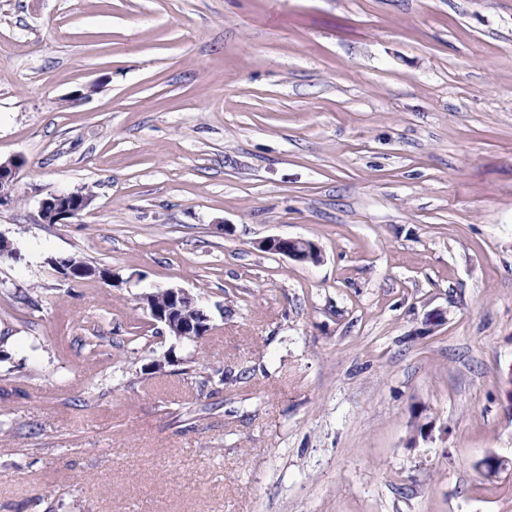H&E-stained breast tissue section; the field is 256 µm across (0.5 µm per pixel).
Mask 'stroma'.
I'll return each instance as SVG.
<instances>
[{"instance_id":"obj_1","label":"stroma","mask_w":512,"mask_h":512,"mask_svg":"<svg viewBox=\"0 0 512 512\" xmlns=\"http://www.w3.org/2000/svg\"><path fill=\"white\" fill-rule=\"evenodd\" d=\"M16 155L0 512H512V0H0ZM74 191L87 197L81 202L70 203L67 201L66 192H60L42 199L38 210V223L72 224L74 219H78L91 206L93 199L88 197L91 195L83 189ZM261 244L265 250L272 248L273 252L297 261L319 263L321 260L319 247L306 239L272 236ZM312 254L313 257H311ZM46 264L51 267L56 274L63 281H71L77 276L85 275L86 271L84 268L77 266L76 264H71L68 261V257L65 255L60 256H52L46 260ZM90 277L81 276L78 281H76L72 286L77 285L84 281L85 279ZM165 294L172 306L160 308L155 306L154 297ZM143 309L151 316L152 326L162 333H167L177 341L192 340L196 336H206L210 331L201 334L205 328H212L211 318L201 306L198 297L179 287H168L151 292L142 293L139 297ZM184 307L197 311V319L181 315Z\"/></svg>"}]
</instances>
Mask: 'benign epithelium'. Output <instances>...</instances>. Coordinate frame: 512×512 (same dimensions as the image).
<instances>
[{
	"mask_svg": "<svg viewBox=\"0 0 512 512\" xmlns=\"http://www.w3.org/2000/svg\"><path fill=\"white\" fill-rule=\"evenodd\" d=\"M25 167L24 158L12 157L0 162V207H8L14 201V191L21 171ZM64 192L54 193L42 199L38 210L40 224H70L79 218L92 204V198L70 203ZM262 248L297 260L317 263L321 260L319 247L306 239L272 236L262 241ZM63 281H71L77 276L86 274L84 268L72 264L65 255L52 256L46 260ZM165 294L171 306L160 308L155 306L154 297ZM143 309L151 316L152 326L167 333L177 341L192 340L201 335L205 328L211 327V318L201 306L198 297L179 287H168L161 290L145 292L140 295Z\"/></svg>",
	"mask_w": 512,
	"mask_h": 512,
	"instance_id": "7a95c632",
	"label": "benign epithelium"
}]
</instances>
